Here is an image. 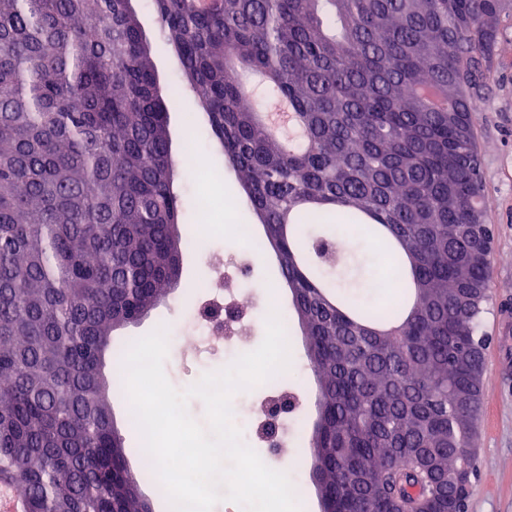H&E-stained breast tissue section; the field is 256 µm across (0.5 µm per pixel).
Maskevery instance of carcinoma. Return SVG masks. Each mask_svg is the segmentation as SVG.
<instances>
[{
  "instance_id": "1",
  "label": "carcinoma",
  "mask_w": 512,
  "mask_h": 512,
  "mask_svg": "<svg viewBox=\"0 0 512 512\" xmlns=\"http://www.w3.org/2000/svg\"><path fill=\"white\" fill-rule=\"evenodd\" d=\"M131 2L0 0V489L23 512H114L122 486L123 512L150 507L121 477L112 444L137 428H115L122 379L103 368L188 240L178 99ZM153 2L291 292L331 508L459 512L492 240L474 105L504 0ZM367 254L393 299L371 294Z\"/></svg>"
}]
</instances>
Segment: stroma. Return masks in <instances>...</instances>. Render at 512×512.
Here are the masks:
<instances>
[{"mask_svg":"<svg viewBox=\"0 0 512 512\" xmlns=\"http://www.w3.org/2000/svg\"><path fill=\"white\" fill-rule=\"evenodd\" d=\"M133 6L143 22L148 41L156 47L155 64L162 88L180 84L182 76L176 58L159 44L152 0H133ZM476 133L483 201L494 234L490 297L480 326L487 344L467 512H512V9L502 17L500 43L477 114ZM195 134L196 146L206 158L208 168L206 175L190 174L183 184L186 202L183 223L195 226L202 209H213L216 229L210 237L211 247L252 254L246 281L257 288L273 285L280 296H287L288 289L278 275L275 254L264 234L246 240L229 236V226L252 225L256 218L246 207L235 175L226 169L222 154L212 146L207 131L199 127ZM225 197L235 201V210L217 209V202ZM204 274L198 253L193 250L186 253L182 278L168 298L137 324L118 332L120 341L125 344L149 334L161 324L181 333V345L169 349L164 361L168 381L181 391L196 383L205 371H217L230 363L225 355L202 358L195 351L194 317L201 294L195 281ZM288 342L291 361L289 368L282 372L281 380L300 397L296 435L279 455L269 450L264 442L253 438L247 441L262 461L275 470L281 469L285 458L292 455L309 459L310 450L305 442L316 420L319 398L317 377L307 356L306 338L299 327H291Z\"/></svg>","mask_w":512,"mask_h":512,"instance_id":"1","label":"stroma"}]
</instances>
